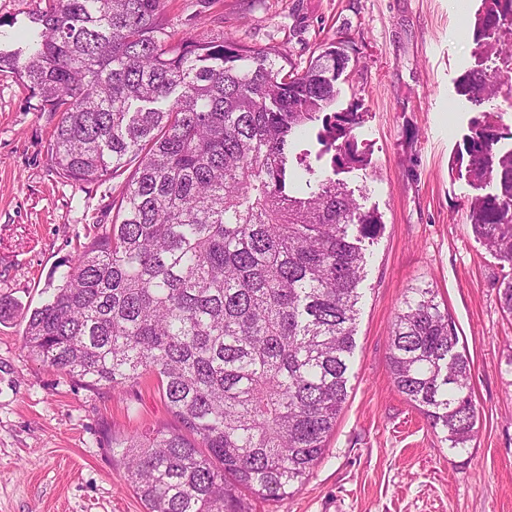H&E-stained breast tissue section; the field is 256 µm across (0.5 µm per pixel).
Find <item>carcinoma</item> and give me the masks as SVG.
Returning a JSON list of instances; mask_svg holds the SVG:
<instances>
[{
    "label": "carcinoma",
    "instance_id": "cac0c4a2",
    "mask_svg": "<svg viewBox=\"0 0 512 512\" xmlns=\"http://www.w3.org/2000/svg\"><path fill=\"white\" fill-rule=\"evenodd\" d=\"M167 0H48L26 49L0 47L40 110L59 116L51 159L92 183L135 168L115 222L68 261L60 284L25 318L24 344L43 365L93 388L146 375L177 425L106 435L146 512H252L321 458L347 399L362 241L381 217L298 149L317 140L339 165L364 166L356 110L325 111L350 58L349 39L306 67L275 49L186 33L174 39ZM478 45L508 47L512 0H482ZM475 105L492 75L464 78ZM495 114L466 140L478 189L473 234L503 262L512 316V149ZM431 288L412 287L389 334L397 390L453 448L476 435L471 362Z\"/></svg>",
    "mask_w": 512,
    "mask_h": 512
}]
</instances>
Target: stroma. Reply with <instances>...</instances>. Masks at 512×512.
<instances>
[{
    "instance_id": "1",
    "label": "stroma",
    "mask_w": 512,
    "mask_h": 512,
    "mask_svg": "<svg viewBox=\"0 0 512 512\" xmlns=\"http://www.w3.org/2000/svg\"><path fill=\"white\" fill-rule=\"evenodd\" d=\"M47 4L0 0V41L14 43ZM481 4L469 0L460 15L452 0L168 2L176 35L281 47L300 67L321 45L350 38L333 109L363 112L354 136L369 164L333 169L312 130L300 146L383 220L366 245L348 397L325 451L298 490L253 500V512H512V317L498 298L501 262L468 221L475 190L462 161L476 113L460 80L496 64L458 38ZM57 122L14 72L0 71V306L10 311L0 320V512H144L106 434L172 423L155 378L93 389L23 344L24 313L96 225L114 220L126 182L60 175L48 152ZM416 286L434 288L471 360L479 421L466 448H451L393 383L389 331Z\"/></svg>"
}]
</instances>
